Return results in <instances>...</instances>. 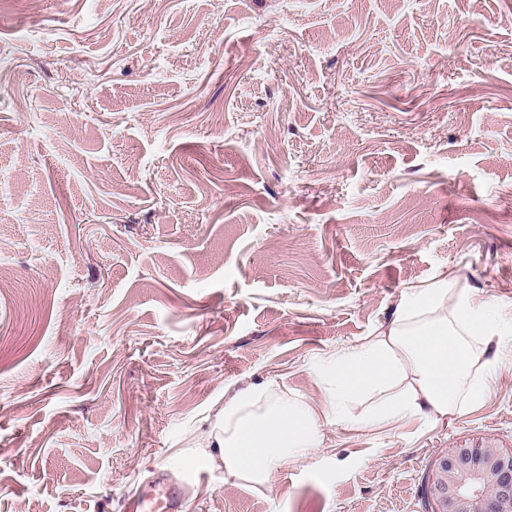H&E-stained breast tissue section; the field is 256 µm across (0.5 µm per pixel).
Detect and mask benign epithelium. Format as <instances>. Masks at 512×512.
<instances>
[{
	"label": "benign epithelium",
	"mask_w": 512,
	"mask_h": 512,
	"mask_svg": "<svg viewBox=\"0 0 512 512\" xmlns=\"http://www.w3.org/2000/svg\"><path fill=\"white\" fill-rule=\"evenodd\" d=\"M430 512H512V449L446 448L428 480Z\"/></svg>",
	"instance_id": "benign-epithelium-1"
}]
</instances>
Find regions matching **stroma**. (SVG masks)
Instances as JSON below:
<instances>
[{"mask_svg":"<svg viewBox=\"0 0 512 512\" xmlns=\"http://www.w3.org/2000/svg\"><path fill=\"white\" fill-rule=\"evenodd\" d=\"M444 275L512 320V0H0V512H428L512 448V346L373 428L316 369ZM267 383L323 439L256 486L208 430ZM127 512H190V506L179 486L159 476L129 501Z\"/></svg>","mask_w":512,"mask_h":512,"instance_id":"35a3bbf8","label":"stroma"}]
</instances>
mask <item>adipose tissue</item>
<instances>
[{
    "label": "adipose tissue",
    "mask_w": 512,
    "mask_h": 512,
    "mask_svg": "<svg viewBox=\"0 0 512 512\" xmlns=\"http://www.w3.org/2000/svg\"><path fill=\"white\" fill-rule=\"evenodd\" d=\"M491 337L511 343L512 324L453 279L408 289L379 337L339 349L320 370L329 410L337 420L376 427L464 412L483 396L492 368L475 343ZM357 404L364 410L355 416ZM209 438L225 473L262 486L274 469L320 447L321 416L274 385L250 386L217 411Z\"/></svg>",
    "instance_id": "adipose-tissue-1"
}]
</instances>
